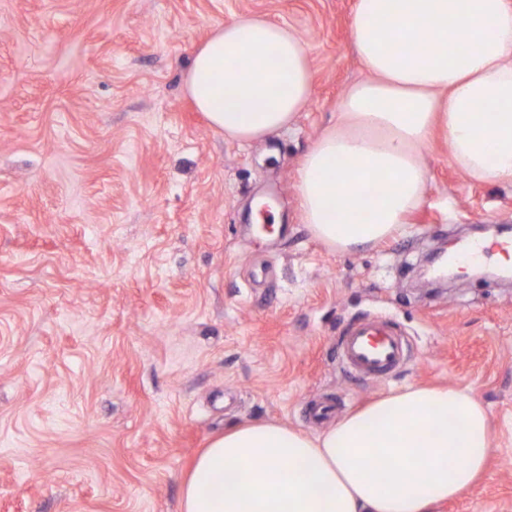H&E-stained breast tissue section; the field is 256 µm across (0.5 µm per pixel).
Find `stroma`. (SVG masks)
<instances>
[{
    "mask_svg": "<svg viewBox=\"0 0 512 512\" xmlns=\"http://www.w3.org/2000/svg\"><path fill=\"white\" fill-rule=\"evenodd\" d=\"M353 5L0 0V512H181L215 434L314 435L307 401H338L339 420L410 384L470 390L495 433L485 475L437 512H512V283L417 275L470 225H512V186L473 181L437 139L393 236L340 252L303 220L298 169L366 76ZM250 15L306 44L314 93L290 128L241 142L183 81ZM376 318L411 357L369 380L338 341Z\"/></svg>",
    "mask_w": 512,
    "mask_h": 512,
    "instance_id": "obj_1",
    "label": "stroma"
}]
</instances>
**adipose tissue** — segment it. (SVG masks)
<instances>
[{
  "label": "adipose tissue",
  "mask_w": 512,
  "mask_h": 512,
  "mask_svg": "<svg viewBox=\"0 0 512 512\" xmlns=\"http://www.w3.org/2000/svg\"><path fill=\"white\" fill-rule=\"evenodd\" d=\"M351 39L368 77L297 176L317 239L350 251L393 235L424 200L422 151L438 133L468 177L512 184V0H355ZM184 85L214 128L256 141L290 126L313 74L295 33L250 16L196 49ZM492 452L472 394L410 385L316 435L225 430L194 460L182 512H434L481 479Z\"/></svg>",
  "instance_id": "ef3b65f1"
}]
</instances>
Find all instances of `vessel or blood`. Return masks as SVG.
<instances>
[{
    "instance_id": "1",
    "label": "vessel or blood",
    "mask_w": 512,
    "mask_h": 512,
    "mask_svg": "<svg viewBox=\"0 0 512 512\" xmlns=\"http://www.w3.org/2000/svg\"><path fill=\"white\" fill-rule=\"evenodd\" d=\"M341 354L357 373L379 379L395 372L403 363L406 343L389 323L372 319L348 328L340 339Z\"/></svg>"
}]
</instances>
